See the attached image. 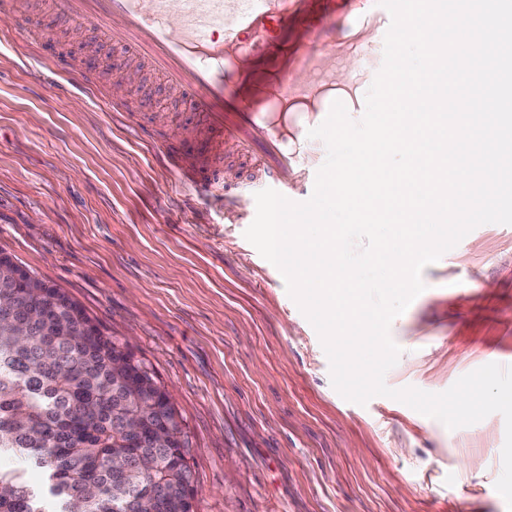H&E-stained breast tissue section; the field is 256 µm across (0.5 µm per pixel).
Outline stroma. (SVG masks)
I'll return each mask as SVG.
<instances>
[{"label": "stroma", "instance_id": "stroma-1", "mask_svg": "<svg viewBox=\"0 0 512 512\" xmlns=\"http://www.w3.org/2000/svg\"><path fill=\"white\" fill-rule=\"evenodd\" d=\"M0 12V249L125 338L169 391L188 438L195 512H507L494 484L504 419L455 430L384 396L333 387L320 338L245 224L189 197L150 150L113 127V106L194 154L190 104L91 26L35 29ZM63 57L89 87L43 78ZM135 78L119 99L112 83ZM390 326L394 389L440 393L512 366V225L484 224L422 272Z\"/></svg>", "mask_w": 512, "mask_h": 512}]
</instances>
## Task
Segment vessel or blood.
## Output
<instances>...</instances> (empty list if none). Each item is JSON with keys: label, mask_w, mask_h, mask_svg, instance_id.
Returning a JSON list of instances; mask_svg holds the SVG:
<instances>
[{"label": "vessel or blood", "mask_w": 512, "mask_h": 512, "mask_svg": "<svg viewBox=\"0 0 512 512\" xmlns=\"http://www.w3.org/2000/svg\"><path fill=\"white\" fill-rule=\"evenodd\" d=\"M179 24H172V16ZM92 25L122 43L138 64L158 75L200 116L202 172L184 169L177 143L154 147L175 185L224 207L237 223L239 207L224 192L217 163L237 146L253 162L250 186L307 200L323 163L307 129L322 124L334 101L361 108L356 89L371 84L383 64L389 12L377 0H47L41 25ZM300 27L288 42L283 69L254 93L234 83L255 58L275 48V34Z\"/></svg>", "instance_id": "vessel-or-blood-1"}]
</instances>
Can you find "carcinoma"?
<instances>
[{"label":"carcinoma","instance_id":"cac0c4a2","mask_svg":"<svg viewBox=\"0 0 512 512\" xmlns=\"http://www.w3.org/2000/svg\"><path fill=\"white\" fill-rule=\"evenodd\" d=\"M125 359L124 339L66 292H29L0 267V457L28 465L0 466V512H193L182 457L154 447L180 416L154 371L115 368Z\"/></svg>","mask_w":512,"mask_h":512}]
</instances>
